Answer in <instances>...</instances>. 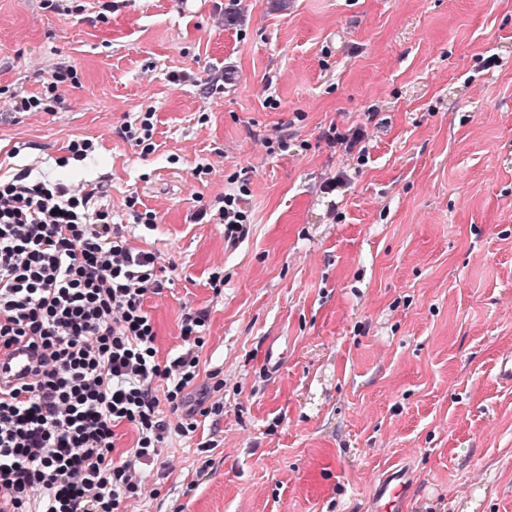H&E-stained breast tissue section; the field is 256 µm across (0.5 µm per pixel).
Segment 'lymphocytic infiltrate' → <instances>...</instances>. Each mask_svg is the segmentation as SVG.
Segmentation results:
<instances>
[{"mask_svg":"<svg viewBox=\"0 0 512 512\" xmlns=\"http://www.w3.org/2000/svg\"><path fill=\"white\" fill-rule=\"evenodd\" d=\"M101 193L28 168L0 179V350L38 358L0 384V512H122L169 432L191 437L221 410L223 379L198 381L207 313L184 314L181 349L159 358L145 307L163 289L158 257L129 245ZM216 211L226 246L248 236L241 194ZM122 425L137 439L120 455Z\"/></svg>","mask_w":512,"mask_h":512,"instance_id":"f902f5d3","label":"lymphocytic infiltrate"}]
</instances>
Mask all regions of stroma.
Wrapping results in <instances>:
<instances>
[{"instance_id":"stroma-1","label":"stroma","mask_w":512,"mask_h":512,"mask_svg":"<svg viewBox=\"0 0 512 512\" xmlns=\"http://www.w3.org/2000/svg\"><path fill=\"white\" fill-rule=\"evenodd\" d=\"M103 2L0 0V176L104 185L164 270L159 357L209 313L200 371H220L224 412L138 469L128 512H361L406 458L411 512H512V0ZM59 62L52 111H16ZM147 111L145 153L122 132ZM332 125L366 130V165ZM236 175L251 228L230 250L197 213Z\"/></svg>"}]
</instances>
